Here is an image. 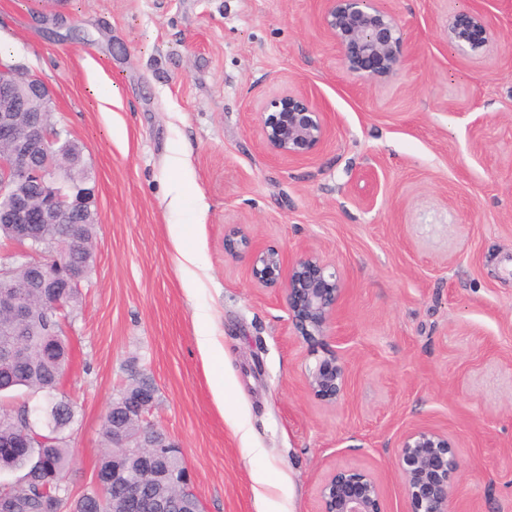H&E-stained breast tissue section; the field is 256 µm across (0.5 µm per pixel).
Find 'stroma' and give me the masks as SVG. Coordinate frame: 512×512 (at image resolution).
I'll return each mask as SVG.
<instances>
[{
  "label": "stroma",
  "mask_w": 512,
  "mask_h": 512,
  "mask_svg": "<svg viewBox=\"0 0 512 512\" xmlns=\"http://www.w3.org/2000/svg\"><path fill=\"white\" fill-rule=\"evenodd\" d=\"M318 5L0 0V57L49 88L94 190L92 272L66 328L74 495L93 484L103 417L134 366L202 512H318L323 479L347 467L378 479L385 512H410L395 453L417 425L458 451L455 512H512V0H387L418 52L372 85L342 66ZM476 7L495 41L471 57L447 26ZM296 88L330 133L278 158L257 113ZM234 229L341 271L330 336L295 338L282 291L225 252ZM201 307L222 356L198 349ZM335 349L349 378L329 405L305 374Z\"/></svg>",
  "instance_id": "stroma-1"
}]
</instances>
